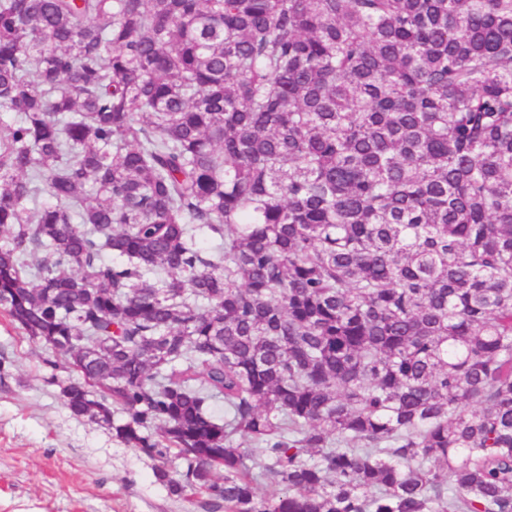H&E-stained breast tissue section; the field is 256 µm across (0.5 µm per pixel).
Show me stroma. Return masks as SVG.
Listing matches in <instances>:
<instances>
[{
  "instance_id": "1",
  "label": "stroma",
  "mask_w": 512,
  "mask_h": 512,
  "mask_svg": "<svg viewBox=\"0 0 512 512\" xmlns=\"http://www.w3.org/2000/svg\"><path fill=\"white\" fill-rule=\"evenodd\" d=\"M0 310V512H204L170 495L156 460L67 409L71 374Z\"/></svg>"
}]
</instances>
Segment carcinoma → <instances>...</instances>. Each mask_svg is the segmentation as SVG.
<instances>
[{
    "label": "carcinoma",
    "mask_w": 512,
    "mask_h": 512,
    "mask_svg": "<svg viewBox=\"0 0 512 512\" xmlns=\"http://www.w3.org/2000/svg\"><path fill=\"white\" fill-rule=\"evenodd\" d=\"M0 113V306L170 494L512 512V0H0Z\"/></svg>",
    "instance_id": "obj_1"
}]
</instances>
